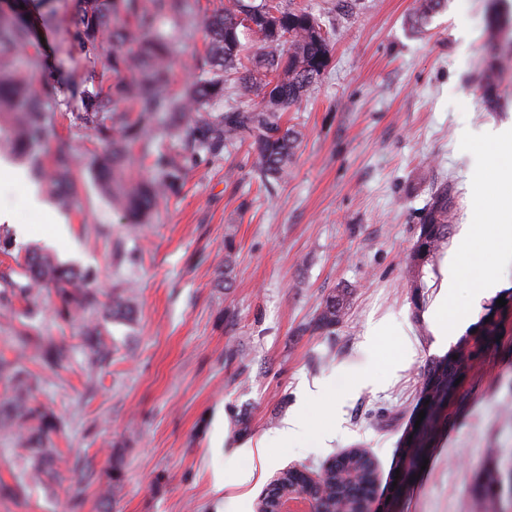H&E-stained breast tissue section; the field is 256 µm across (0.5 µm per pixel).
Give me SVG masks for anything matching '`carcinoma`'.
<instances>
[{
  "mask_svg": "<svg viewBox=\"0 0 512 512\" xmlns=\"http://www.w3.org/2000/svg\"><path fill=\"white\" fill-rule=\"evenodd\" d=\"M15 4L0 11V116L9 118L0 146L27 159L59 204L74 201L77 160L70 152L48 147L57 115L75 112L80 126L93 133L89 164L102 189L127 224L136 227L165 205L184 184L189 164L204 156L218 159L242 143L254 153V169L272 187L288 180L303 133L283 123V114L300 106L325 74L330 39L318 17L301 0H219L210 9L201 0H39L43 17L63 18L68 39L58 45L60 62L75 54L90 63L83 77L64 90L42 81L44 62L34 50L35 32L25 9ZM445 0H418L412 21L425 23ZM198 30L205 32V53L194 58V74L183 86L173 85L172 66L180 47ZM492 61L485 75V97L495 106L500 95L492 70L499 56L489 46ZM108 79L107 87L90 96L86 85ZM149 175L131 181L127 167L132 151ZM452 197L436 194L425 210L416 244L423 261L410 255L408 281L424 287V268L448 244ZM19 266L24 281H10L26 302V317L37 314L40 289L54 290L58 318L101 311L121 320L133 313L129 290L103 294L85 284L83 273L67 267L42 250H30ZM343 298L321 303L319 321L336 324ZM81 335L91 363L107 358L100 323L83 325ZM19 339L32 347L49 367L63 363L64 349L29 332ZM0 371H8L13 397L0 407L29 448L24 475L40 483L56 479L48 460L54 452L55 416L37 403L34 393L43 379L28 366L0 355ZM457 373L438 358L431 362L422 392L437 422L456 389ZM428 427L415 428L404 441L401 460L411 448L424 446ZM376 476L373 459L354 449L328 468L330 489L323 506L330 512H357L360 495Z\"/></svg>",
  "mask_w": 512,
  "mask_h": 512,
  "instance_id": "1",
  "label": "carcinoma"
}]
</instances>
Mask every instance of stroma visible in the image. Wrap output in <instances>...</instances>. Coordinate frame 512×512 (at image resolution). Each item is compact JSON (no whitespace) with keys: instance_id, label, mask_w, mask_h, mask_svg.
I'll use <instances>...</instances> for the list:
<instances>
[{"instance_id":"stroma-1","label":"stroma","mask_w":512,"mask_h":512,"mask_svg":"<svg viewBox=\"0 0 512 512\" xmlns=\"http://www.w3.org/2000/svg\"><path fill=\"white\" fill-rule=\"evenodd\" d=\"M306 2L330 35L331 59L317 89L286 115L304 132L287 183L264 188L244 145L200 161L160 215L133 231L82 162L73 207L56 212L69 231L59 239L27 211L21 189L0 188V205L15 214L0 223L13 236L11 255L0 254V290L16 257L38 247L91 271V287L126 280L135 295L130 319L106 321L112 355L95 369L81 318L58 320L51 290L32 324L68 350L57 369L16 339L24 302L0 299V353L40 373L37 398L59 425L57 480L0 496V512H256L277 473L293 465L320 472L350 448L371 453L386 495L429 362L464 340L477 358L463 367L428 464L396 507L489 512L491 501L512 503V305L496 306L512 293V240L483 254L494 288L477 293L466 272L442 290L463 225L502 206L493 192L475 200L471 187L512 163V152L489 163L481 150L487 132L512 128V67L499 72L504 107L490 108L483 92L489 29L512 34V0H448L418 28L416 0ZM29 14L45 72L63 87L75 75L55 62L65 32L42 24L37 0ZM444 185L455 198L448 245L416 291L406 277L410 254ZM332 295L344 297V315L319 328L320 304ZM443 297L465 319L442 339L432 311ZM364 374L370 382L358 386ZM318 382L325 393L309 398ZM301 408L308 434L269 449L263 478L240 494L232 480L246 463L241 446ZM111 466L121 479L105 508ZM85 467L92 474L76 501L70 483Z\"/></svg>"}]
</instances>
